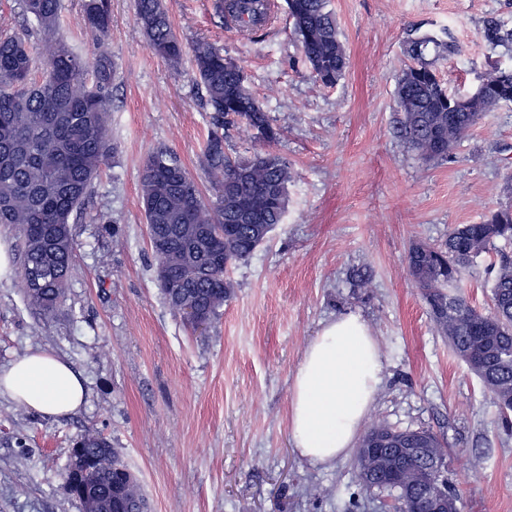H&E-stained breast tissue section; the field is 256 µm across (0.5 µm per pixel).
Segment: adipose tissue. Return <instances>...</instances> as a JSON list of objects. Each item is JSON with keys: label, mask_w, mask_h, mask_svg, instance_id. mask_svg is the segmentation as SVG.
Masks as SVG:
<instances>
[{"label": "adipose tissue", "mask_w": 512, "mask_h": 512, "mask_svg": "<svg viewBox=\"0 0 512 512\" xmlns=\"http://www.w3.org/2000/svg\"><path fill=\"white\" fill-rule=\"evenodd\" d=\"M382 354L361 316L326 322L307 344L294 375L290 433L302 457L331 463L344 456L362 430L380 383ZM47 416L82 405L85 389L66 361L37 349L0 369V396Z\"/></svg>", "instance_id": "1"}]
</instances>
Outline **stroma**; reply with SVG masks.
<instances>
[{
	"mask_svg": "<svg viewBox=\"0 0 512 512\" xmlns=\"http://www.w3.org/2000/svg\"><path fill=\"white\" fill-rule=\"evenodd\" d=\"M61 33L83 56L97 48L82 0H62ZM185 44L205 39L239 62L250 92L282 130L288 209L269 240L228 277L234 294L213 327L173 316L156 279L140 202L153 148L178 153L204 195L201 161L212 113L191 54L154 55L133 0H112L105 42L115 63L107 134L114 155L73 226L75 260L53 318L25 304L15 229L0 226V366L40 348L80 376L84 405L44 417L0 397V512H80L62 473L91 432L121 449L150 512H388L362 492L355 456L315 465L295 448L290 392L308 341L355 313L383 361L364 426L427 428L448 444L449 481L464 512H512V431L457 359L408 276L411 241L444 245L450 229L512 203V104L485 113L448 162L423 161L395 133L396 78L408 39L456 41L438 60L449 91L468 94L512 48L483 37L512 30V0H330L349 55L331 88L303 62L285 11L247 38L226 26L219 0H163Z\"/></svg>",
	"mask_w": 512,
	"mask_h": 512,
	"instance_id": "stroma-1",
	"label": "stroma"
}]
</instances>
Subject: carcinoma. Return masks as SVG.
I'll return each instance as SVG.
<instances>
[{
	"instance_id": "cac0c4a2",
	"label": "carcinoma",
	"mask_w": 512,
	"mask_h": 512,
	"mask_svg": "<svg viewBox=\"0 0 512 512\" xmlns=\"http://www.w3.org/2000/svg\"><path fill=\"white\" fill-rule=\"evenodd\" d=\"M274 7L273 0L218 5L224 20L247 34L268 24ZM61 8V0H22L23 14L37 24L36 52L18 36L0 35V224L17 230L24 295L45 316L55 314L65 300L75 253L72 224L91 194L93 178L112 158L106 135L112 57L104 50L91 59L75 52L59 32ZM82 8L85 26L107 33L112 0H83ZM135 9L152 52L178 65L185 45L162 0H135ZM285 11L304 62L323 85H335L349 57L327 0H285ZM484 37L512 46V30L496 24L485 28ZM431 51L452 56L460 48L431 35L406 43L411 63L397 81L396 130L423 160L446 162L486 112L512 103V65L494 68L472 94H452L426 60ZM192 62L214 112L216 131L206 142L203 164L215 197L205 198L179 156L159 146L144 163L141 203L157 265L172 277V284L161 288L165 303L178 316L184 307H193L212 323L233 295L228 268L248 259L282 223L292 172L271 148L250 156L226 152L221 130L239 122L268 144L280 138L281 130L266 103L246 89L236 60L199 40ZM501 241L512 243L511 207L492 211L479 223L456 226L442 247L412 242L405 263L438 331L507 419L512 414V256L499 253L489 311L477 310L461 291L474 258ZM421 433L436 448L434 455L396 472L385 465L389 452L384 448L370 461L369 474L358 471L359 484L393 497L397 510L410 493L446 488L449 512H461V498L451 485L423 482L434 461L446 464L448 451L433 432ZM79 442L82 455L92 460L82 481L94 489V495L78 498L81 512H143L140 483L124 479L129 466L121 452L98 434H85Z\"/></svg>"
}]
</instances>
